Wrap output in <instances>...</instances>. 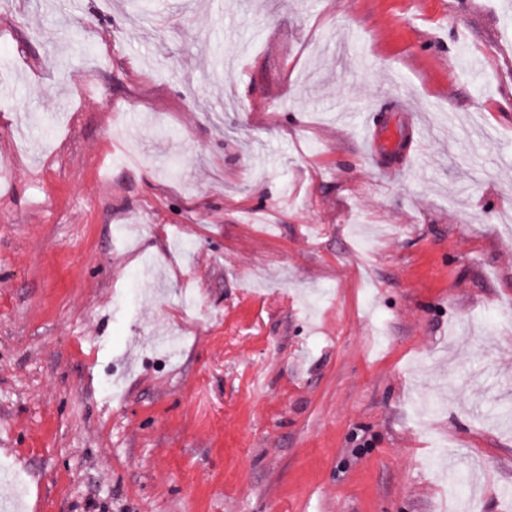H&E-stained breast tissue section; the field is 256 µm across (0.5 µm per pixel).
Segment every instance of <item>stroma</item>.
<instances>
[{
	"label": "stroma",
	"instance_id": "stroma-1",
	"mask_svg": "<svg viewBox=\"0 0 512 512\" xmlns=\"http://www.w3.org/2000/svg\"><path fill=\"white\" fill-rule=\"evenodd\" d=\"M59 2L0 0L19 512H512V0Z\"/></svg>",
	"mask_w": 512,
	"mask_h": 512
}]
</instances>
